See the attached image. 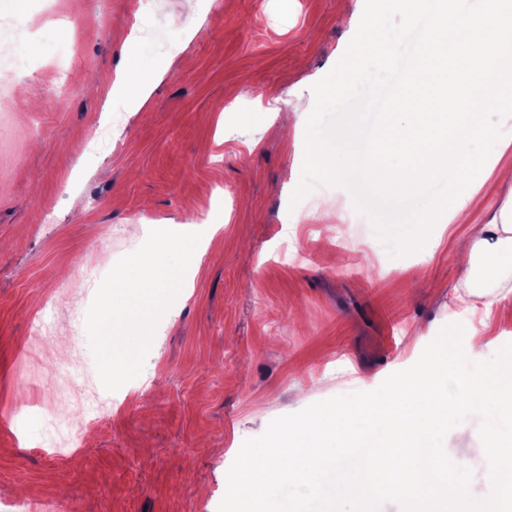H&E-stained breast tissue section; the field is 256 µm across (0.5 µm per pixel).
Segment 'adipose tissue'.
<instances>
[{"instance_id": "1", "label": "adipose tissue", "mask_w": 512, "mask_h": 512, "mask_svg": "<svg viewBox=\"0 0 512 512\" xmlns=\"http://www.w3.org/2000/svg\"><path fill=\"white\" fill-rule=\"evenodd\" d=\"M462 282L485 312L512 302V199L480 225L461 251Z\"/></svg>"}]
</instances>
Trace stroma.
I'll return each instance as SVG.
<instances>
[{
	"mask_svg": "<svg viewBox=\"0 0 512 512\" xmlns=\"http://www.w3.org/2000/svg\"><path fill=\"white\" fill-rule=\"evenodd\" d=\"M364 5L56 0L69 25L32 29L28 68L0 69V512H218L244 440L274 419L375 390L449 324L484 337L488 360L512 342V304L461 306L455 243L469 225L435 222L421 250L398 256L346 188L316 182L291 201L306 126L283 136V117L313 103ZM131 36L142 107L116 83ZM105 125L109 147L83 153ZM474 183L483 223L512 196V148ZM336 206L340 224L292 221ZM157 224L220 230L113 405L68 384L57 360L97 378L72 323L95 295L82 267L107 275ZM288 241L317 258L283 263ZM39 312L49 335L34 333ZM51 412L94 418L80 447L45 434Z\"/></svg>",
	"mask_w": 512,
	"mask_h": 512,
	"instance_id": "1",
	"label": "stroma"
}]
</instances>
